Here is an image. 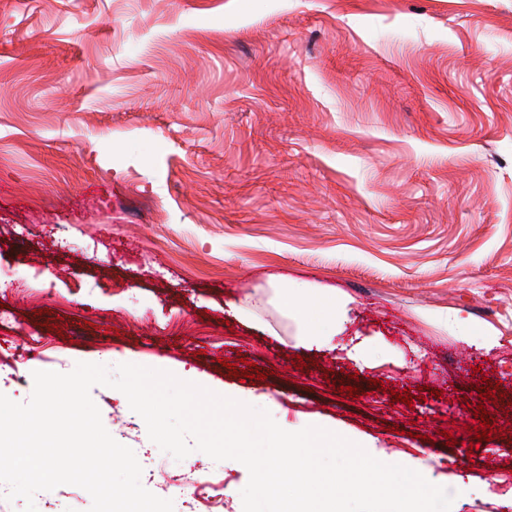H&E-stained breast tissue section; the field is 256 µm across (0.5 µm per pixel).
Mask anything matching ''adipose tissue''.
I'll return each instance as SVG.
<instances>
[{
  "label": "adipose tissue",
  "mask_w": 512,
  "mask_h": 512,
  "mask_svg": "<svg viewBox=\"0 0 512 512\" xmlns=\"http://www.w3.org/2000/svg\"><path fill=\"white\" fill-rule=\"evenodd\" d=\"M285 298L296 306L300 315L301 344L330 345L351 320L349 300L335 290L296 284L287 289Z\"/></svg>",
  "instance_id": "adipose-tissue-1"
}]
</instances>
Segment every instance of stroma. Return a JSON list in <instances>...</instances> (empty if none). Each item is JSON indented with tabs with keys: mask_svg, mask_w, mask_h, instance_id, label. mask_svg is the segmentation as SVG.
I'll return each instance as SVG.
<instances>
[{
	"mask_svg": "<svg viewBox=\"0 0 512 512\" xmlns=\"http://www.w3.org/2000/svg\"><path fill=\"white\" fill-rule=\"evenodd\" d=\"M296 281L350 299L336 349L299 343ZM79 362L268 395L464 485L451 512H512V0H0V393ZM91 397L146 489L215 478L243 512L242 463L175 461L122 392ZM480 403L503 435L474 451Z\"/></svg>",
	"mask_w": 512,
	"mask_h": 512,
	"instance_id": "1",
	"label": "stroma"
}]
</instances>
